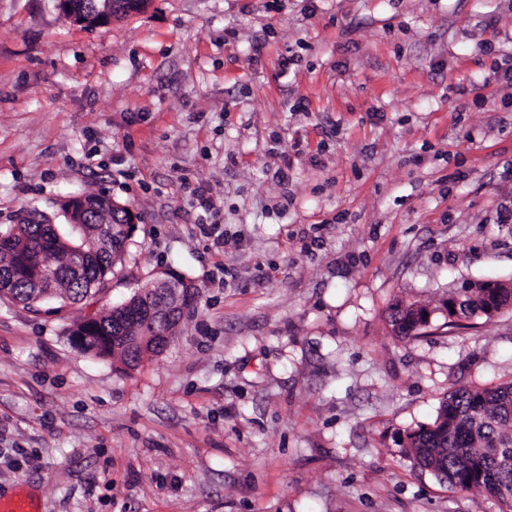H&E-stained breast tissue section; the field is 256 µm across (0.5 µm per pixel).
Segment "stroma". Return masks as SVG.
Wrapping results in <instances>:
<instances>
[{"label":"stroma","instance_id":"35a3bbf8","mask_svg":"<svg viewBox=\"0 0 512 512\" xmlns=\"http://www.w3.org/2000/svg\"><path fill=\"white\" fill-rule=\"evenodd\" d=\"M512 0H151L83 28L0 0V227L135 210L106 293L0 300V490L39 512H501L404 457L456 388L512 381ZM212 202L202 213L198 193ZM170 268L200 289L132 370L77 323ZM433 308L401 340L388 309ZM488 280H466L461 283L460 288H455L448 294V301L445 300L442 305L443 307L449 308V303L452 301L451 298L457 303V310L449 308L448 322L445 324L448 328H476L479 323L476 320L485 319L489 321L498 315L501 310L511 302L512 289L511 288H500L501 290V301L496 306V315L489 313L488 303L485 299V288H482V281ZM452 315H456L458 319L455 321L451 318Z\"/></svg>","mask_w":512,"mask_h":512}]
</instances>
